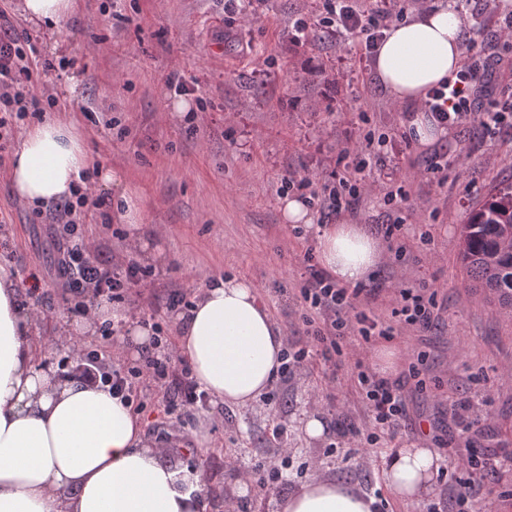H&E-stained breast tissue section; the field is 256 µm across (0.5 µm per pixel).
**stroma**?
I'll list each match as a JSON object with an SVG mask.
<instances>
[{"mask_svg":"<svg viewBox=\"0 0 512 512\" xmlns=\"http://www.w3.org/2000/svg\"><path fill=\"white\" fill-rule=\"evenodd\" d=\"M18 31L39 47L33 80L40 96L54 99L44 114L77 109L79 127L93 165L124 171L139 192L144 223L165 231L171 255L147 282L135 286L125 306L149 317L151 302L175 291L197 289L221 272L251 280L284 336H300L299 289L304 255L316 249L313 230L283 223L279 187L283 179L308 175L327 179L353 167L365 136L385 137L381 164L366 169L368 188L341 219L376 231L386 223L383 196L402 190L401 214L408 237L429 233L430 246L402 254L386 251L370 281L376 300L359 299L358 310L389 318V300L401 285L427 284L437 292L438 326L425 333L402 330L389 346L396 369L413 353L429 354L435 384L410 394L409 419L394 446L423 441L438 449L448 467L449 449L461 446L460 428L449 398L473 399L484 415L482 444L512 448V313L484 300L470 286L459 260L460 226L497 187L512 184V127L476 125L446 128L422 146L405 122L409 108L378 86L371 62L336 44L322 25L324 0H254L248 12L224 7V0H81L78 14L60 28L58 53L44 51V38L24 20L17 0H0ZM304 30H296L297 21ZM78 81L75 98L62 86ZM185 80L191 98L203 99L183 118L170 119L176 96L168 79ZM0 165V263L22 277L38 276L37 290H24L22 303L40 314L39 327L64 329L78 317L64 304L56 278L59 245L42 213L14 195L5 151ZM440 164L430 172L431 164ZM105 198V216L83 218L90 256L113 266L133 257L130 231L112 201V189L94 186ZM349 366L314 355L288 381H275L280 407L264 403L240 409L212 403L182 415L190 437L172 435L162 406L148 401L139 415L148 440L171 438L165 461L177 470L203 469L212 512H277V501L313 474L327 475L379 492L387 512H425L449 491L438 478L427 499L410 504L395 498L380 480L381 457L358 463L340 450L350 427L365 416L350 387ZM325 425L320 439L300 429L305 413ZM283 426L291 450L283 461L274 426ZM207 439L208 453L196 442ZM237 461L225 465V453ZM281 470L284 480L251 495L232 498V482L257 481V467Z\"/></svg>","mask_w":512,"mask_h":512,"instance_id":"obj_1","label":"stroma"}]
</instances>
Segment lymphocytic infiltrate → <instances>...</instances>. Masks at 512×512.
Wrapping results in <instances>:
<instances>
[{
    "label": "lymphocytic infiltrate",
    "instance_id": "obj_1",
    "mask_svg": "<svg viewBox=\"0 0 512 512\" xmlns=\"http://www.w3.org/2000/svg\"><path fill=\"white\" fill-rule=\"evenodd\" d=\"M326 6L328 22L335 28L339 45L348 46L351 37H358L357 49L366 59L374 56L388 24L404 12L402 0H373L368 6L362 0H326ZM511 42L510 14L505 16L490 44L478 51L467 50L454 80L431 90L421 104L422 110L444 127L476 124L488 130L504 125L508 115L512 114V100L487 108L482 99L492 95L493 80L503 64L495 51L496 44ZM37 57V49L29 38L20 37L10 21L0 22V152L10 142L15 127L39 105L32 81V65ZM381 161V149L368 147L359 152L358 162L350 174L324 182L320 191H313L312 177H303L299 184L310 188V197L317 200L322 218L329 220L360 201L364 170ZM104 204V199L87 190L76 201L58 208L47 222L60 244L57 277L66 293L77 297L90 292L121 301L133 285L146 282L151 271L133 261L110 268L91 259V245L78 237L79 226L73 215L77 209H98ZM306 272L300 289L304 336L288 340L281 375L291 378L294 370L306 365L317 352L328 360L335 356L344 357L345 338L360 337L363 350L353 356L352 392L361 404L369 426L366 431L353 432L349 445L360 459L377 456L383 441L394 437L407 420V387L419 391L425 388L426 382L414 361L409 363L402 379L393 381L377 375L366 363V351L377 340L393 339L395 326L399 323L420 333L430 331L439 319L437 294L424 286L397 289L392 320L386 323L356 309L360 297L377 298V289L338 286L312 265L307 266ZM79 357L84 364L75 369L76 377L107 384L114 394L129 403L139 400V383L143 380L148 381L150 388L171 410L202 405L208 399L207 394L198 389L188 367L170 356L148 359L142 366L127 371L104 370L102 358L95 350L80 352ZM450 407L463 427L465 444L451 454L449 508L471 506L487 482L498 486L501 497H512V483L503 479L507 464L512 461V451H478L476 445L482 435L478 407L461 399L452 400Z\"/></svg>",
    "mask_w": 512,
    "mask_h": 512
}]
</instances>
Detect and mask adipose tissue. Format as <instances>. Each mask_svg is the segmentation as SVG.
<instances>
[{
  "label": "adipose tissue",
  "mask_w": 512,
  "mask_h": 512,
  "mask_svg": "<svg viewBox=\"0 0 512 512\" xmlns=\"http://www.w3.org/2000/svg\"><path fill=\"white\" fill-rule=\"evenodd\" d=\"M18 9L51 33L79 9L78 0H20ZM467 27L452 0H440L391 24L377 48L380 86L417 111L407 122L419 144L442 131L420 111L429 89L451 78L462 62ZM90 157L74 119L26 126L9 168L19 201L32 210L73 198ZM99 182L115 188L121 218L143 255L164 262L161 234L145 226L138 195L124 173L101 168ZM319 262L336 283L368 282L383 245L368 229L340 221L319 228ZM19 278L0 265V512H211L201 470L165 465L163 446L148 441L141 418L108 387L60 375L41 358L30 309L18 303ZM108 322L129 336L133 351L149 348L153 330L130 310L97 298L72 330L94 335ZM176 354L216 404L253 406L283 364L284 336L246 278L212 274L191 308L178 312ZM437 449L421 444L387 454L381 480L399 499L414 503L431 493L439 474ZM373 495L317 475L278 504V512H376Z\"/></svg>",
  "instance_id": "ef3b65f1"
}]
</instances>
